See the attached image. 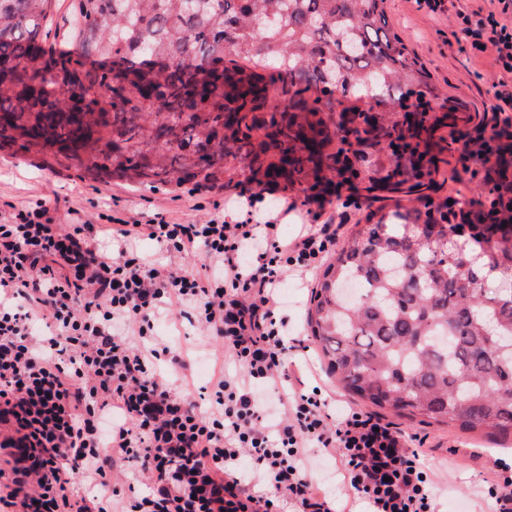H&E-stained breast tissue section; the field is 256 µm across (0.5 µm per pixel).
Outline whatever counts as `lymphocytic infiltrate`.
<instances>
[{"label":"lymphocytic infiltrate","instance_id":"1","mask_svg":"<svg viewBox=\"0 0 512 512\" xmlns=\"http://www.w3.org/2000/svg\"><path fill=\"white\" fill-rule=\"evenodd\" d=\"M415 2L453 14L456 44L491 50L512 75V0L477 18L454 0ZM489 110L493 135L464 141L463 157L494 156L512 92L495 89ZM262 199L238 193L201 224L157 212L105 237L89 221L63 229L42 200L0 214V424L16 432L6 447L26 451L0 512H438L426 436L351 404L330 413L325 385L290 373L280 284L311 287L343 227L285 236ZM143 240L199 263L165 268L137 253ZM177 310L224 354L204 407L159 370L188 369L153 335ZM268 384L271 407L257 394ZM317 452L339 463L343 497L312 478Z\"/></svg>","mask_w":512,"mask_h":512}]
</instances>
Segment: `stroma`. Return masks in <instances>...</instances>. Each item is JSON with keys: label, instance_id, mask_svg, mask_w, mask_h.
Listing matches in <instances>:
<instances>
[{"label": "stroma", "instance_id": "stroma-1", "mask_svg": "<svg viewBox=\"0 0 512 512\" xmlns=\"http://www.w3.org/2000/svg\"><path fill=\"white\" fill-rule=\"evenodd\" d=\"M384 11L392 32L398 34L414 52L426 75L425 81L437 96L436 112L449 113L457 126L479 134L486 89L505 82L512 90V77H502L490 56L474 55L452 47L454 22L444 14L418 10L414 0H384ZM451 129L435 132L429 142L433 154L441 160L434 174L435 188L430 200L442 204L448 197L465 190L473 203L487 201L491 189L485 165L460 160ZM363 156L358 176L344 187L340 198L309 200L306 189L312 177L292 182L271 181L260 175L242 172L238 160L226 158L224 174L209 182L201 193L190 195L188 186L152 188L135 176L98 178L77 167L56 163L53 158L34 152L0 151V211L36 198L46 199L56 223L71 227L96 219L107 212L126 220H146L155 211H166L170 220L180 224H201L207 220L214 203L242 190L264 191L261 212L279 218L285 235L294 234L302 224L337 223L344 199L358 202L350 221L367 224L371 219L392 222L394 214L407 216L416 223L424 216V200L404 192H369L372 181L391 176L393 181L414 184V168L409 154L394 151L388 138L370 140L358 147ZM154 334L173 351L186 353L190 361L207 357L208 336L186 318L173 321L165 317L154 323ZM399 424L412 432L428 434L435 448L427 462L440 479L438 512H487L489 505L481 493L483 481L494 459L511 458V449H502L487 433H471L450 425H426L406 417ZM479 459H471V452Z\"/></svg>", "mask_w": 512, "mask_h": 512}]
</instances>
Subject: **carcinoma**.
Masks as SVG:
<instances>
[{"label":"carcinoma","mask_w":512,"mask_h":512,"mask_svg":"<svg viewBox=\"0 0 512 512\" xmlns=\"http://www.w3.org/2000/svg\"><path fill=\"white\" fill-rule=\"evenodd\" d=\"M53 6L0 0V149L108 177L207 183L229 144L251 173L352 171L357 155L328 152L344 132L336 97L429 93L383 0H72L68 51L48 45ZM427 131L403 121L396 148ZM396 218L355 229L316 287L310 328L330 373L377 408L512 437V212L462 245L446 228L422 243Z\"/></svg>","instance_id":"obj_1"}]
</instances>
